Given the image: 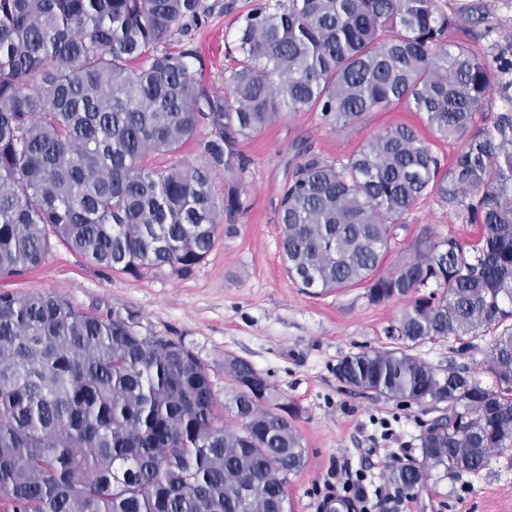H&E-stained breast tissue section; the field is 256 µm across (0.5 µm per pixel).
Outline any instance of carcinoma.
<instances>
[{
    "label": "carcinoma",
    "instance_id": "carcinoma-1",
    "mask_svg": "<svg viewBox=\"0 0 512 512\" xmlns=\"http://www.w3.org/2000/svg\"><path fill=\"white\" fill-rule=\"evenodd\" d=\"M234 9L0 0V278L41 265L54 240L131 276L186 275L245 210L242 141L287 112L333 129L414 112L461 143L447 169L406 124L344 161L298 148L278 206L283 265L309 295L361 285L371 305L406 302L387 328L399 346L336 365L398 405L448 404L423 425L421 461L391 480L412 492L438 469L478 473L512 447V33L489 60L448 42L456 21L435 0H252L224 95L198 78L194 37ZM492 94L503 111L479 127ZM190 144L196 164L179 160ZM426 195L479 233L425 231L384 269ZM489 333L490 386L413 353ZM224 376L222 403L192 351L134 316L0 290V512H285L306 456L297 412L253 388L246 361L225 359Z\"/></svg>",
    "mask_w": 512,
    "mask_h": 512
}]
</instances>
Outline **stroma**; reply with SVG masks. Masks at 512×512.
I'll return each instance as SVG.
<instances>
[{
  "label": "stroma",
  "instance_id": "stroma-1",
  "mask_svg": "<svg viewBox=\"0 0 512 512\" xmlns=\"http://www.w3.org/2000/svg\"><path fill=\"white\" fill-rule=\"evenodd\" d=\"M236 4V13L214 14L198 36L199 42L213 45L205 54L201 78L215 87L223 86L222 72L233 64L225 47L234 40L236 14L246 11L251 0ZM436 7L457 21L449 41L465 43L480 55L490 54L494 41L512 32V0H436ZM397 123L419 128L423 137L431 135L415 113L395 108L369 113L345 130L324 125L315 112L291 113L243 142L241 149L250 160L248 208L186 276L161 270L132 277L87 264L58 243L40 266L0 280V289L57 294L79 309L132 314L140 333L165 336L190 349L221 398L229 390L225 358L251 364L279 400L298 409L295 426L306 463L290 478L291 512H318L321 484L339 462L366 470L369 485L388 483L393 471L388 453L401 449L407 461L420 460L421 424L440 415L443 407L426 403L398 409L392 401L340 381L336 365L349 353L394 348L387 329L405 303L368 304L359 286L317 297L302 293L283 268L277 208L297 142L341 159ZM405 223L389 263H397L423 229L464 240L475 234L473 226L460 223L431 197L420 200ZM490 345V337L483 336L466 349L450 337L422 344L416 353L439 368H463L488 385ZM411 498V512H512V448L495 452L489 466L475 474L437 472Z\"/></svg>",
  "mask_w": 512,
  "mask_h": 512
}]
</instances>
